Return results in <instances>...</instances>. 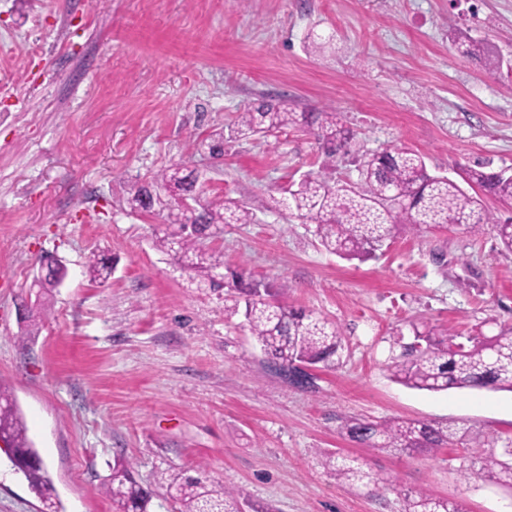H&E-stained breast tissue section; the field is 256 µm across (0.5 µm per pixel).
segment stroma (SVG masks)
I'll return each mask as SVG.
<instances>
[{
  "label": "stroma",
  "mask_w": 512,
  "mask_h": 512,
  "mask_svg": "<svg viewBox=\"0 0 512 512\" xmlns=\"http://www.w3.org/2000/svg\"><path fill=\"white\" fill-rule=\"evenodd\" d=\"M311 39L323 53H307ZM471 40L505 60L499 74L463 55ZM267 95L335 107L355 153L324 168L296 126L235 139L238 112ZM217 133L219 160L196 147ZM390 145L455 180L512 169V0H0V381L60 512H113L101 482L119 456L158 495L174 470L271 512H404L419 491L512 512V491L462 446L409 456L340 432L349 416L401 418L512 440V392L419 391L387 369L412 324L512 327V252L492 225L401 228L361 262L270 206L309 173L358 185L362 155ZM175 166L205 173L202 201L256 215L208 239L225 267L286 285L289 306L339 327V359L311 387L289 384L242 316H226L233 290L155 248L160 217L131 211L130 187ZM94 252L112 258L101 284L85 273ZM43 255L67 267L45 291L33 285ZM336 454L388 485L345 484L322 465ZM42 509L1 454L0 512Z\"/></svg>",
  "instance_id": "stroma-1"
}]
</instances>
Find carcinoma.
<instances>
[{
    "label": "carcinoma",
    "mask_w": 512,
    "mask_h": 512,
    "mask_svg": "<svg viewBox=\"0 0 512 512\" xmlns=\"http://www.w3.org/2000/svg\"><path fill=\"white\" fill-rule=\"evenodd\" d=\"M464 54L482 63L491 75L500 72L502 60L481 43H469ZM300 126L322 141L328 162L350 148L353 135L331 109L296 112L288 101L269 97L239 113L234 135L241 139L261 136L274 129ZM361 183L357 187L332 185L327 180L307 175L296 188L288 189L275 201L276 207L291 216L310 218L317 224L322 244L345 257H367L383 246L400 227L420 229L424 225L448 224L478 233L494 225L497 236L512 249V219L501 220L485 209L481 200L446 176L427 169L424 157L405 147L386 148L370 154L361 163ZM197 177L179 167L156 174L153 180L131 189L128 204L136 212H149L161 203L147 187L165 191L173 204L169 217L178 231L156 239L158 250L173 256L185 268L194 271L211 288L229 287L238 292L229 316L241 315L251 335L260 344L272 364L288 370L301 364L331 367L341 349L339 329L310 312L296 310L279 299L280 293L252 279L245 270H233L225 282L215 280L224 269V254L204 247L223 224H252L253 209L223 199H214L202 210L187 211L185 202ZM463 180L487 191L504 203L512 204V174L487 170L483 166L464 171ZM112 260L91 253L87 273L100 283L109 279ZM391 377L412 389L430 392L450 388H492L512 392V327L494 336H474L453 329L439 330L413 326V342L402 346L390 364ZM341 432L352 442L369 448H391L402 453L431 451L461 444L473 449V463L488 480L512 490V441L501 454L493 450L497 440L466 438L450 426H435L422 421L396 419L377 421L349 417L341 420ZM0 441L9 455L21 451L38 456L27 436L15 402L0 384ZM323 465L336 471L348 483L366 482L375 487L386 482L379 473L364 469L356 457L327 456ZM29 489L45 505L46 512H59L52 502L53 486L45 463L35 467H17ZM161 483L179 503L178 512H243L246 494L239 488L209 487L204 482L180 473H161ZM105 493L112 497L118 512H151L153 490L134 478L130 462L117 458L104 477ZM405 512H468L461 501H449L426 492L405 498Z\"/></svg>",
    "instance_id": "1"
}]
</instances>
